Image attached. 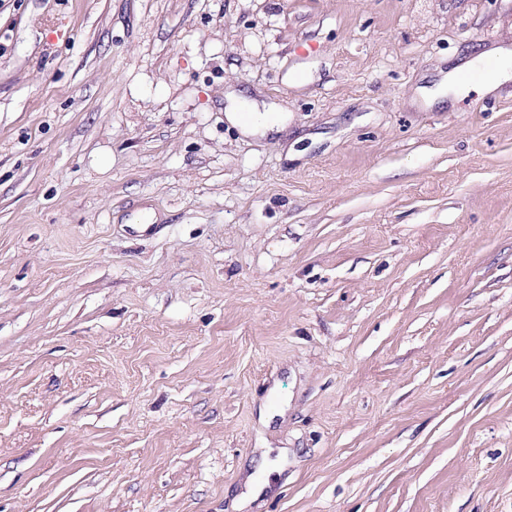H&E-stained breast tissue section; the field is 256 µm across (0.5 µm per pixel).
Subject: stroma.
<instances>
[{
	"instance_id": "stroma-1",
	"label": "stroma",
	"mask_w": 512,
	"mask_h": 512,
	"mask_svg": "<svg viewBox=\"0 0 512 512\" xmlns=\"http://www.w3.org/2000/svg\"><path fill=\"white\" fill-rule=\"evenodd\" d=\"M512 0H0V512H512ZM284 116L231 124L229 98ZM481 63H482V60H481V56H480L479 58L468 61L465 64H463L462 66H459V67L453 69L452 71L445 73L435 90L423 89L421 91L426 102L428 104H431L438 97H445V96L448 97V89L455 90V87L457 86V83H458L459 76L464 72L479 71ZM227 118L244 133H267L273 130H279L282 126L281 118H272L256 112H227ZM273 473L281 474V470L277 468H265L262 470L263 477L256 481L254 475H249L246 479L247 492L242 493L238 499L237 512L248 509L255 498L265 489L271 487V475Z\"/></svg>"
}]
</instances>
